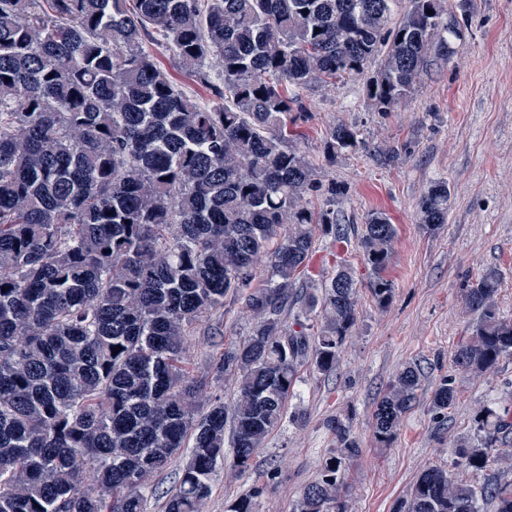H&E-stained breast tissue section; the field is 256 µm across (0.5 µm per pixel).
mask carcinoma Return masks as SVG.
<instances>
[{
	"label": "carcinoma",
	"mask_w": 512,
	"mask_h": 512,
	"mask_svg": "<svg viewBox=\"0 0 512 512\" xmlns=\"http://www.w3.org/2000/svg\"><path fill=\"white\" fill-rule=\"evenodd\" d=\"M394 2L0 0V512H144L150 477L185 451L165 512H204L226 427L245 471L281 426L300 368L336 370L357 319L355 278L339 263L317 294L297 279L316 233L347 238L331 209L344 191L317 181L288 123L306 119L311 84L361 75L381 54L367 80L381 111L448 56L459 29L446 0H409L393 24ZM152 36L214 105L176 85L144 47ZM360 144L345 125L325 138L330 157ZM313 194L325 196L318 214ZM448 196L438 181L422 198L428 232L448 223ZM396 236L374 211L358 240L381 307L393 298ZM500 282L489 270L463 290L478 314L453 355L466 371L512 354ZM229 294L254 318L211 365L213 378L236 379L230 410L183 366L187 330ZM422 383L407 364L387 384L372 414L379 446ZM456 399L444 379L431 405L440 414ZM327 427L336 448L295 512H343L344 465L360 448L348 419ZM511 430V413L485 410L476 438L451 449L478 482L432 467L396 512H482L485 499L512 512V481L489 465L499 444L512 465ZM277 475L226 512H256Z\"/></svg>",
	"instance_id": "cac0c4a2"
}]
</instances>
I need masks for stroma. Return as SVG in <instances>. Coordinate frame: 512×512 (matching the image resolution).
Here are the masks:
<instances>
[{
  "instance_id": "1",
  "label": "stroma",
  "mask_w": 512,
  "mask_h": 512,
  "mask_svg": "<svg viewBox=\"0 0 512 512\" xmlns=\"http://www.w3.org/2000/svg\"><path fill=\"white\" fill-rule=\"evenodd\" d=\"M449 10L461 30L449 40V59L421 73L413 93L394 108L371 105L363 75L302 94L308 117L288 131L322 184L345 186L336 214L348 228L342 243L317 237L302 285L321 283L345 260L358 281L357 323L336 372L302 367L288 404L302 413L301 422L284 421L246 471L233 468V450L225 448L207 512H225L273 467L279 477L256 510L292 512L335 446L325 425L333 416L350 420L361 448L346 463L344 512H394L429 467L442 465L452 478L473 481L471 472L452 466L451 448L473 438L474 420L485 409H512V355L481 373L452 362L477 322L463 290L487 270L501 273L498 305L512 317V0H449ZM341 124L356 128L362 143L332 160L325 136ZM386 146L399 149L398 159L381 160ZM439 180L450 188L448 222L432 234L420 222L418 204ZM374 211L386 212L398 230L386 272L394 295L385 309L372 296L358 247ZM250 328L240 302L226 296L190 329L184 356L190 376H204L211 359L244 342ZM409 363L421 367L423 387L393 443L378 450L372 413L386 384ZM445 379L457 399L439 414L431 395Z\"/></svg>"
}]
</instances>
